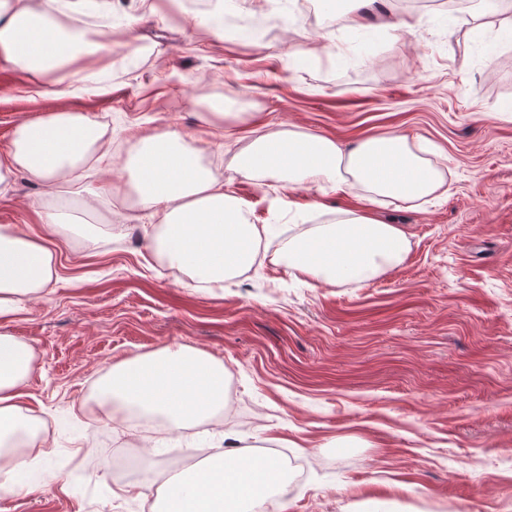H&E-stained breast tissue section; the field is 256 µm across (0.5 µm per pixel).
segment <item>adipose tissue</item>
<instances>
[{"label": "adipose tissue", "mask_w": 512, "mask_h": 512, "mask_svg": "<svg viewBox=\"0 0 512 512\" xmlns=\"http://www.w3.org/2000/svg\"><path fill=\"white\" fill-rule=\"evenodd\" d=\"M58 0H0V60L38 77L56 64L74 63L71 39L60 37L45 18ZM111 164L112 150L101 126L80 112H54L18 124L0 152V193L25 173L45 194L85 177L93 162ZM236 168L292 190L303 184L322 195L361 188L369 203L382 198L415 202L443 193V172L422 157L407 136L390 133L342 149L333 139L297 128L254 138L236 152ZM125 166L139 212L156 218L147 241L151 251L196 283L220 285L250 270L269 228L252 223L239 200L224 189L203 160L202 149L178 130L139 138ZM320 199L314 208H322ZM408 239L397 225L367 211L340 209L328 224L289 236L274 260L312 279L366 284L402 264ZM54 255L41 237L0 225V317L43 295L53 279ZM32 349L0 334V488L32 487L37 477L29 449L47 459V440L37 418L21 404V389L32 372ZM113 423L138 413L163 419L181 430L223 411L224 364L184 346L165 347L113 364L96 393ZM288 473L279 459L243 446H228L192 476L170 478L157 512H265L284 502Z\"/></svg>", "instance_id": "obj_1"}]
</instances>
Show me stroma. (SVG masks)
I'll return each instance as SVG.
<instances>
[{"label":"stroma","mask_w":512,"mask_h":512,"mask_svg":"<svg viewBox=\"0 0 512 512\" xmlns=\"http://www.w3.org/2000/svg\"><path fill=\"white\" fill-rule=\"evenodd\" d=\"M480 0L454 14L444 0H389L411 31L354 28L338 0H237L231 16L262 15L265 40L248 28L203 31L205 13L183 0H112V25L84 28L111 49L86 57L102 84L56 99L0 63V149L15 124L55 110L105 122L112 145L174 128L197 138L204 160L257 224L295 230L339 207L366 208L360 192L280 191L241 175L227 145L296 126L343 148L387 133L407 135L444 168L446 191L424 201L385 199L378 218L409 240L403 263L369 284L325 285L266 259L223 286L201 287L146 251L134 236L93 244L65 231L47 242L56 278L44 296L0 317V334L29 345L35 370L21 400L52 428L55 453L33 490L0 493V512H148L152 488L185 448L238 445L306 460L287 512H512V37L477 30ZM369 46L357 58V43ZM225 99L246 121L217 138L205 102ZM121 164L45 196L16 176L0 196V225L36 235L33 205L65 223L97 227L108 210L79 208L108 184L129 182ZM224 363L233 398L221 427L201 423L158 438L121 480L110 427H91L85 402L112 364L168 346Z\"/></svg>","instance_id":"35a3bbf8"}]
</instances>
